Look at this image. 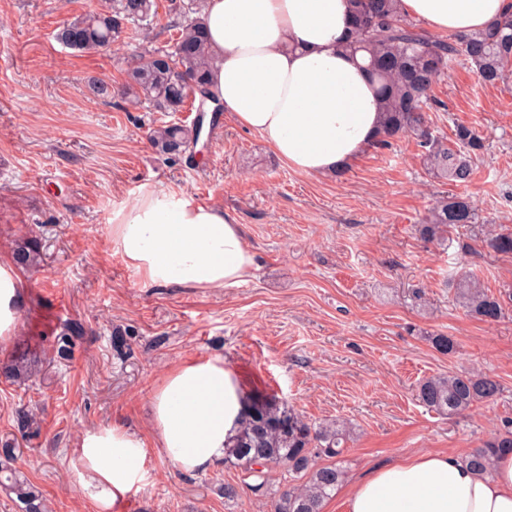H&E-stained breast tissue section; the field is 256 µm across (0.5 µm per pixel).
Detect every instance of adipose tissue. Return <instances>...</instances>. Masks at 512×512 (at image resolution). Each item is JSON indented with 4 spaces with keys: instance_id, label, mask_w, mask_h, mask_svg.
Instances as JSON below:
<instances>
[{
    "instance_id": "obj_1",
    "label": "adipose tissue",
    "mask_w": 512,
    "mask_h": 512,
    "mask_svg": "<svg viewBox=\"0 0 512 512\" xmlns=\"http://www.w3.org/2000/svg\"><path fill=\"white\" fill-rule=\"evenodd\" d=\"M512 0H401L404 14L446 33H473ZM201 19L217 56L213 90L226 112L259 134L288 167L327 175L378 138L379 99L369 75L341 48L347 0H204ZM112 246L145 284L227 288L243 282L255 252L234 213L153 188L112 219ZM21 304L13 267L0 261V346ZM246 405L234 372L217 358L176 363L152 400L155 446L184 473L224 459ZM150 448L119 426L83 432L70 454L97 512H118L145 473ZM344 512H512V454L482 476L455 453L405 458L340 493Z\"/></svg>"
}]
</instances>
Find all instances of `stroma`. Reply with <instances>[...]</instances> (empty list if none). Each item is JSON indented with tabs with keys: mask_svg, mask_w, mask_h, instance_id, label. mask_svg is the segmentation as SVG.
<instances>
[{
	"mask_svg": "<svg viewBox=\"0 0 512 512\" xmlns=\"http://www.w3.org/2000/svg\"><path fill=\"white\" fill-rule=\"evenodd\" d=\"M105 2L0 0V260L28 238L41 253L39 266L17 270L23 300L0 365L44 358L35 381L0 373V445L16 447L49 512H96L69 448L93 426L152 441L153 390L190 357L222 359L248 398L273 394L309 421H347L349 484L407 456L468 453L512 418V303L488 323L464 312L448 286L468 271L496 297L512 292V254L486 242L489 232L512 233V80L484 84L461 60L435 89V129L471 126L484 142L465 184L428 175L409 136L370 147L344 171L304 175L223 111L203 132L204 150L173 160L147 132L194 112L130 110L117 89L137 52L170 44L180 17L158 0L157 25L121 46L81 54L55 40L60 23ZM145 186L233 211L256 253L252 275L228 288L144 285L112 248V219ZM447 195L470 197L480 221L426 241L417 226ZM70 320L83 332L61 359L57 337ZM119 325L135 331L127 356L112 348ZM431 332L452 336L456 352L435 350ZM464 369L496 377L502 395L451 418L418 402L419 380ZM271 504L232 464L187 475L155 449L121 512Z\"/></svg>",
	"mask_w": 512,
	"mask_h": 512,
	"instance_id": "35a3bbf8",
	"label": "stroma"
}]
</instances>
